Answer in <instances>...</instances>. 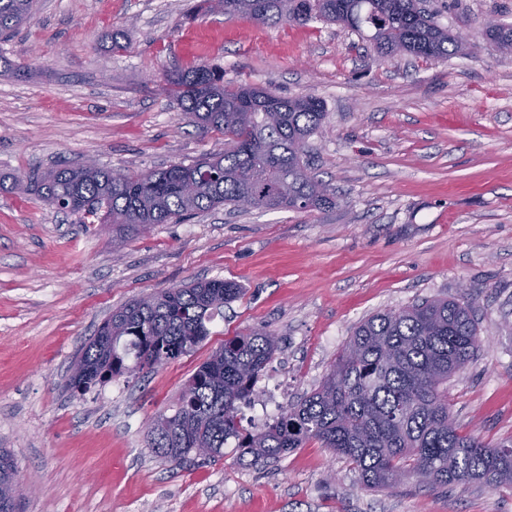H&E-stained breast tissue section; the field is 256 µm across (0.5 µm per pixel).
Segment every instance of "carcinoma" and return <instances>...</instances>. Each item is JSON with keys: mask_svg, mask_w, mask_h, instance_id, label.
I'll use <instances>...</instances> for the list:
<instances>
[{"mask_svg": "<svg viewBox=\"0 0 512 512\" xmlns=\"http://www.w3.org/2000/svg\"><path fill=\"white\" fill-rule=\"evenodd\" d=\"M33 8L34 0H0V35L30 23ZM193 10L256 23L336 24L382 59H440L466 49L423 0H199ZM475 24L494 52L512 54V25L486 28L481 18ZM160 92L224 142L189 164L130 173L90 161L53 167L25 184L0 177V188L31 191L63 213L100 216L118 248L155 224L224 205L295 212L338 206L336 191L312 174L304 156L326 118L319 98L229 85L224 69L203 62L165 75ZM241 292L231 281H193L113 311L73 362L70 389L85 392L180 358L210 335ZM478 341L471 302L455 297L378 313L356 327L315 392L250 431L241 426V409L258 393L280 340L249 329L225 339L198 367L174 413L150 419L148 447L180 467L201 446L215 461L232 443L240 456L263 464L315 439L344 457L368 489L405 480L432 488L472 481L512 487V439L491 444L474 431L460 433L448 404V379L473 362ZM18 485L12 455L0 448V512H19L22 494H10Z\"/></svg>", "mask_w": 512, "mask_h": 512, "instance_id": "obj_1", "label": "carcinoma"}]
</instances>
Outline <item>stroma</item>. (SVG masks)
I'll list each match as a JSON object with an SVG mask.
<instances>
[{
	"mask_svg": "<svg viewBox=\"0 0 512 512\" xmlns=\"http://www.w3.org/2000/svg\"><path fill=\"white\" fill-rule=\"evenodd\" d=\"M426 6L470 36L469 54L379 59L336 25L193 16L187 0H36L31 23L0 41L1 175L200 158L218 133L156 84L207 62L227 83L323 101L310 161L340 198L305 213L223 206L116 249L103 225L0 190V448L18 465L21 512H512V489L484 481L362 489L315 440L266 466L229 451L176 467L147 446L148 420L172 411L225 338L252 328L280 338L259 387L287 405L320 386L361 320L463 286L480 341L448 382L451 414L462 431L512 437V58L475 28L485 16L512 25V0ZM210 279L242 293L203 342L71 391L73 360L113 310Z\"/></svg>",
	"mask_w": 512,
	"mask_h": 512,
	"instance_id": "stroma-1",
	"label": "stroma"
}]
</instances>
